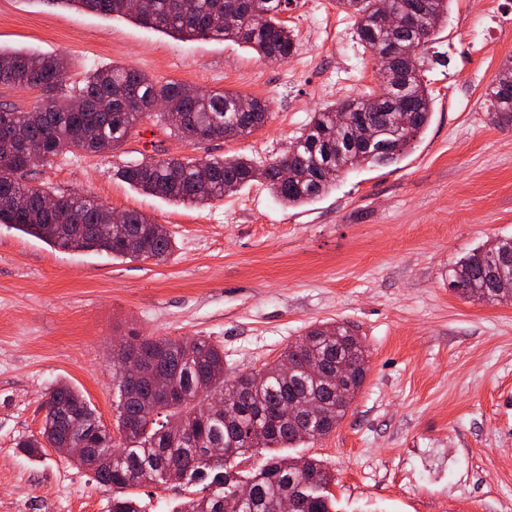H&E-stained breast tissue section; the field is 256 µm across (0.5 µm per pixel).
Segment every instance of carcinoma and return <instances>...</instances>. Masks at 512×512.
<instances>
[{"instance_id":"1","label":"carcinoma","mask_w":512,"mask_h":512,"mask_svg":"<svg viewBox=\"0 0 512 512\" xmlns=\"http://www.w3.org/2000/svg\"><path fill=\"white\" fill-rule=\"evenodd\" d=\"M426 9L423 38L404 27L406 6ZM138 22L185 40L224 39L242 42L261 58L285 63L296 51V39L281 15L293 0H151L147 12L131 8L129 0H59ZM451 0H336L356 17L355 34L366 50L378 55L394 50L393 65L402 75L401 90L384 85L380 93H363L350 100L352 121L374 131L371 142L355 138L354 127H336L337 104L312 113L295 138L298 149L288 156L290 176H281V159L258 162L248 156L148 158L116 170L133 188L177 204L205 205L233 194L250 182L266 185L288 206H301L323 195L343 174L362 166L394 162L405 152L392 109L403 99L411 112V138L431 119V97L418 51L432 39L433 21L448 15ZM391 7L400 20L389 31L375 24L378 12ZM66 62L0 50V85H25L38 91L36 104L25 109L0 103V224L68 251H93L112 257L163 262L173 253L171 233L158 236L155 222L136 212L113 221V211L91 196L74 193L44 206L49 192L22 182L39 165L70 153L109 154L119 150L145 118H154L169 136L189 143L242 138L262 127L268 105L251 99L238 111L237 92L200 90L185 94L177 81H156L132 68L94 69L82 86L65 85ZM492 120L512 125V66L502 69L487 94ZM450 285L466 300L512 304V289L496 284L512 281V237L505 236L473 249L449 269ZM130 350L113 351L112 360L140 355L167 375L169 388L183 396L179 404L155 397L145 380L117 377L116 427L124 452L112 460H77L94 480L112 489L111 512H140L130 489L142 484L165 485L176 473L195 486L188 512H280L283 499L293 495L298 512H333L329 486L336 477L315 458L303 461L273 456L262 467L242 474L239 466L264 448L314 442L332 432L359 392L365 369L348 366L366 357L362 341L342 323L312 326L277 361L224 376V349L203 336H131ZM293 368L285 371L282 362ZM51 399L71 412V444L113 441L84 395L60 384ZM62 443L61 422L45 416L39 435L18 447L41 454ZM221 448L224 458L210 451ZM250 487L248 499L236 495Z\"/></svg>"}]
</instances>
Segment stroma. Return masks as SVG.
<instances>
[{
  "instance_id": "obj_1",
  "label": "stroma",
  "mask_w": 512,
  "mask_h": 512,
  "mask_svg": "<svg viewBox=\"0 0 512 512\" xmlns=\"http://www.w3.org/2000/svg\"><path fill=\"white\" fill-rule=\"evenodd\" d=\"M295 54L268 62L230 40L186 41L62 0H0V49L60 56L67 86L112 65L164 82L268 101L244 138L195 145L141 122L113 155L65 154L28 176L164 225L166 263L65 252L0 225V512H109L88 469L18 443L38 434L57 384L114 427L110 352L130 334L203 336L224 373L273 363L309 326L344 322L367 350L366 377L324 438L291 449L336 482V512H512V304L448 285L460 257L512 236V127L486 94L512 65V0H452L424 52L428 127L397 163L350 171L311 203L282 205L262 184L204 206L148 196L115 177L153 156L288 151L311 112L378 90V63L335 0H294ZM144 512H184L178 485L138 487Z\"/></svg>"
}]
</instances>
